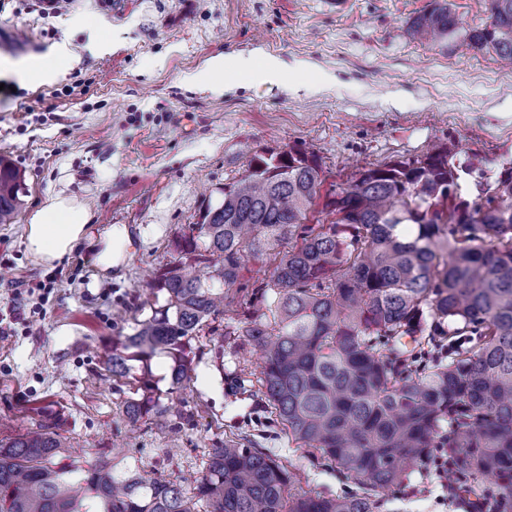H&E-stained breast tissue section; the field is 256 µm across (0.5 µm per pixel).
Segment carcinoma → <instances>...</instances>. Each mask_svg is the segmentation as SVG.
Segmentation results:
<instances>
[{
	"instance_id": "cac0c4a2",
	"label": "carcinoma",
	"mask_w": 512,
	"mask_h": 512,
	"mask_svg": "<svg viewBox=\"0 0 512 512\" xmlns=\"http://www.w3.org/2000/svg\"><path fill=\"white\" fill-rule=\"evenodd\" d=\"M490 4V22L466 39L512 66V0ZM458 29L448 0H432L408 34L435 42ZM456 156L444 144L323 194L316 154L254 155L154 273L165 304L112 340L106 371L143 391L124 402L130 430L183 417L179 392L197 376L192 341L208 333L222 355L234 336L261 353L264 407L315 460L373 489L446 473L450 494L512 512V166ZM463 174L480 178L472 200ZM22 193L21 174L0 158V224L15 222ZM318 205L326 222L307 223ZM247 256L274 268L245 300ZM158 353L173 360L163 396L149 375ZM62 427L47 415L0 439V512H195V501L205 512L380 508L369 495H314L288 462L234 438L215 442L188 489L163 469L126 466L118 443L87 467L67 463Z\"/></svg>"
}]
</instances>
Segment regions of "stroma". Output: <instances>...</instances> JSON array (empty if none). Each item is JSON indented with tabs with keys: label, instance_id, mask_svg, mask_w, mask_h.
<instances>
[{
	"label": "stroma",
	"instance_id": "obj_1",
	"mask_svg": "<svg viewBox=\"0 0 512 512\" xmlns=\"http://www.w3.org/2000/svg\"><path fill=\"white\" fill-rule=\"evenodd\" d=\"M112 2L72 0L47 14L37 0H0V59L25 63L60 47L70 55L54 81L0 73V156L24 175L19 215L0 224V313L19 311L0 335V438L60 412L80 465L123 438L129 464L145 469L174 449L169 470L181 481L201 475L216 440L238 436L287 460L306 490L358 492L238 389L255 353L228 348L218 360L200 338L197 378L182 392L191 420L163 432L144 425L130 439L122 405L134 391L104 360L153 301L148 283L174 260L175 240L222 201L225 183L246 175L254 154L312 151L325 184L337 186L450 142L459 157L477 153L500 169L512 163V67L490 49L413 41L408 24L430 0H130L119 16ZM259 53L304 68L253 87L228 72L222 92L183 81L216 56ZM56 195L83 202L93 237L126 226L125 263L103 270L84 242L59 264H37L25 228ZM54 274L61 284L43 308L23 302L25 289ZM374 497L381 512H466L425 471Z\"/></svg>",
	"mask_w": 512,
	"mask_h": 512
}]
</instances>
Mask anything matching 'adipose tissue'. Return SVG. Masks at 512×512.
Segmentation results:
<instances>
[{"label":"adipose tissue","instance_id":"adipose-tissue-1","mask_svg":"<svg viewBox=\"0 0 512 512\" xmlns=\"http://www.w3.org/2000/svg\"><path fill=\"white\" fill-rule=\"evenodd\" d=\"M234 68L245 78L279 75L284 63L278 58L265 56L255 59L242 56L229 61L219 58L210 67L193 76L195 85L212 87L221 82L225 68ZM91 214L85 205L65 197L51 199L30 217L27 226L26 247L37 263L53 265L61 262L81 242L88 240Z\"/></svg>","mask_w":512,"mask_h":512}]
</instances>
